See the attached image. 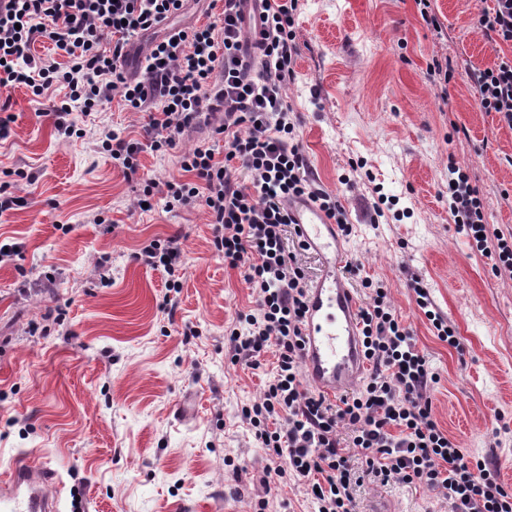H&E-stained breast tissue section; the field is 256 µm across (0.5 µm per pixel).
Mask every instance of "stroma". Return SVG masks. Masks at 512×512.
<instances>
[{"label": "stroma", "mask_w": 512, "mask_h": 512, "mask_svg": "<svg viewBox=\"0 0 512 512\" xmlns=\"http://www.w3.org/2000/svg\"><path fill=\"white\" fill-rule=\"evenodd\" d=\"M298 0V56L288 100L318 183L347 211L342 275L359 305L364 279L384 283L437 376L432 413L471 460L512 489V277L457 233L448 162L480 191L489 230L512 233V128L483 111L470 72L512 46L484 35L473 0ZM447 62V86L428 76ZM64 95L11 89L12 133L0 140V190L25 205L0 214V473L23 453L52 470L61 512H315L292 475L265 490L266 451L242 415L259 402V369L234 361L226 334L256 305L225 267L204 208L140 211L143 180L180 177L177 154L140 155L125 178L95 137H69L51 115ZM147 117L120 99L88 127L141 138ZM349 184H342V177ZM395 204L376 216L378 194ZM183 237L181 289L137 260L154 239ZM460 342L440 341L413 280ZM189 404L181 422L173 409ZM356 512H449L425 488L364 477Z\"/></svg>", "instance_id": "1"}]
</instances>
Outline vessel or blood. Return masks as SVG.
Returning a JSON list of instances; mask_svg holds the SVG:
<instances>
[{"mask_svg":"<svg viewBox=\"0 0 512 512\" xmlns=\"http://www.w3.org/2000/svg\"><path fill=\"white\" fill-rule=\"evenodd\" d=\"M288 212L305 249L319 255L322 274L308 290V312L302 326L303 367L307 381L319 392L333 395L354 385L364 374L358 305L339 269L346 256L343 238L318 206L303 198ZM49 469L19 455L0 477V512H59L48 495Z\"/></svg>","mask_w":512,"mask_h":512,"instance_id":"obj_1","label":"vessel or blood"}]
</instances>
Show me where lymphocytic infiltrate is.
Wrapping results in <instances>:
<instances>
[{"label":"lymphocytic infiltrate","instance_id":"1","mask_svg":"<svg viewBox=\"0 0 512 512\" xmlns=\"http://www.w3.org/2000/svg\"><path fill=\"white\" fill-rule=\"evenodd\" d=\"M183 2L0 0V94L18 84L36 96L63 88L54 112L59 119L75 109L90 115L114 95L146 112L145 141L112 130L99 136L101 149L127 175L137 172L144 150L166 154L202 116L223 112L216 129L223 151L196 145L181 157L183 178L147 181L138 201L150 204L160 195L169 210L203 207L216 226L213 245L225 266L242 270L258 293L256 308L239 315L228 344L252 367L268 349L279 352L260 401L245 412L271 461L265 484L288 473L312 488L317 512H354V475L337 434L343 422L354 428L352 444L366 474L381 482L425 485L448 500L450 512H512V492L497 468L466 461L434 420L429 393L437 377L385 288H375L358 312L364 355L373 365L361 389L334 404L305 388L300 356L308 292L283 246L287 203L308 197L342 236L352 227L335 195L315 187L291 118L287 90L295 77L298 0H221L213 21L171 30L152 44L139 74L126 75L133 38L176 15ZM40 37L51 40L55 58L31 55ZM61 55L67 65L58 63ZM474 79L481 108L512 127V57L475 72ZM448 208L458 233L473 239L494 272L512 275V237L488 236L479 191L453 160ZM138 259L163 269L167 288L179 290V236L151 241ZM272 421L279 429L269 430Z\"/></svg>","mask_w":512,"mask_h":512}]
</instances>
